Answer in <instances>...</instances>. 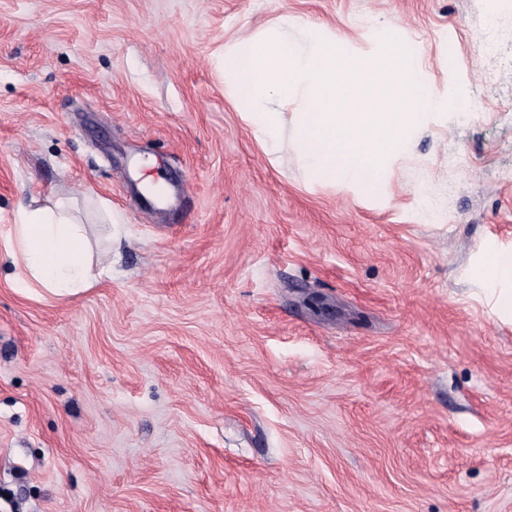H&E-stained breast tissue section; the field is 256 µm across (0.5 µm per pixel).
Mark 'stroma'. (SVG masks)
<instances>
[{"label": "stroma", "mask_w": 512, "mask_h": 512, "mask_svg": "<svg viewBox=\"0 0 512 512\" xmlns=\"http://www.w3.org/2000/svg\"><path fill=\"white\" fill-rule=\"evenodd\" d=\"M283 14L397 26L447 92L382 199L271 165L228 93ZM511 170L512 0H0V250L34 198L124 217L80 294L0 260V512H512V322L471 273Z\"/></svg>", "instance_id": "1"}]
</instances>
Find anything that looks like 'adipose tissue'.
Segmentation results:
<instances>
[{
  "label": "adipose tissue",
  "mask_w": 512,
  "mask_h": 512,
  "mask_svg": "<svg viewBox=\"0 0 512 512\" xmlns=\"http://www.w3.org/2000/svg\"><path fill=\"white\" fill-rule=\"evenodd\" d=\"M5 250L19 269L15 285L22 290L70 296L93 288L99 277L89 227L65 198L22 207ZM475 274L494 307L512 316V247L487 250Z\"/></svg>",
  "instance_id": "1"
}]
</instances>
